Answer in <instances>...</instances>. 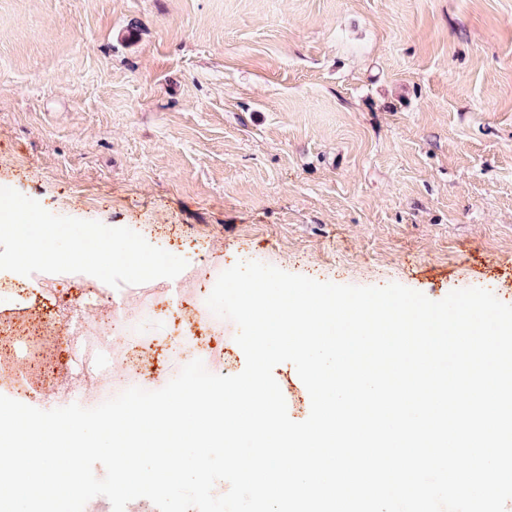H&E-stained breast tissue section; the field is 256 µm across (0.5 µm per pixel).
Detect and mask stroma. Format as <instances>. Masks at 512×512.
<instances>
[{
  "instance_id": "1",
  "label": "stroma",
  "mask_w": 512,
  "mask_h": 512,
  "mask_svg": "<svg viewBox=\"0 0 512 512\" xmlns=\"http://www.w3.org/2000/svg\"><path fill=\"white\" fill-rule=\"evenodd\" d=\"M0 186L192 266L512 305V0H0ZM176 289L146 390L174 319L213 325ZM237 331L209 372H242Z\"/></svg>"
}]
</instances>
